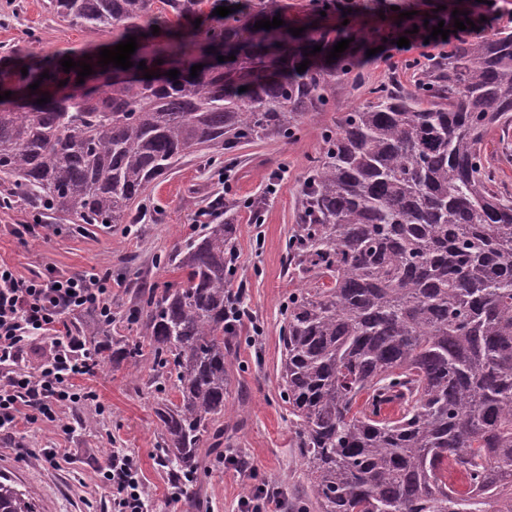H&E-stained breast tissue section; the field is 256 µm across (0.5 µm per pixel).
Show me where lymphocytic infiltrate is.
Here are the masks:
<instances>
[{
    "instance_id": "obj_1",
    "label": "lymphocytic infiltrate",
    "mask_w": 512,
    "mask_h": 512,
    "mask_svg": "<svg viewBox=\"0 0 512 512\" xmlns=\"http://www.w3.org/2000/svg\"><path fill=\"white\" fill-rule=\"evenodd\" d=\"M78 313L111 325V274L50 270L25 278L0 263V436L23 422L60 427L64 410L93 399L79 381L95 375L99 363L67 322ZM40 339L49 340V352L39 368L26 369V350ZM104 477L112 512H143L145 487L134 457L113 455Z\"/></svg>"
}]
</instances>
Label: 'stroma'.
I'll use <instances>...</instances> for the list:
<instances>
[{
    "label": "stroma",
    "instance_id": "1",
    "mask_svg": "<svg viewBox=\"0 0 512 512\" xmlns=\"http://www.w3.org/2000/svg\"><path fill=\"white\" fill-rule=\"evenodd\" d=\"M476 0H351L348 15L328 14L324 24L350 49L368 52L369 58L353 75L348 88L337 90L336 110L313 113L303 123L297 139L262 142L245 147L235 159L216 161L194 157L180 164L146 192L145 217L137 224H119L109 230L88 227L77 232L49 215H38L25 203L0 208V261L30 278L47 268L67 274L90 270L111 272L110 329L97 336L104 357H111L113 337L127 335L124 314L137 289L178 283L179 271L163 269L155 258L183 244L192 229L195 212L218 197L230 205L218 220L238 224L237 275L251 313L250 326L241 332L240 347L230 359L227 404L237 407L239 390L249 396L243 409L244 428L234 440V450L254 469L236 473L228 461L207 458L196 483L180 501L170 499L173 481L160 464L154 407L157 392L147 388L149 370L130 374L125 368H105L90 380L86 390L96 401L66 410L72 434L41 424H22L16 434L0 439V474L34 492L38 512H111L108 499L92 495L103 478L113 452L131 454L147 488L148 512H241L246 489L266 485L279 501L302 495L309 481L292 445V427L279 398L282 325L281 303L294 290L285 264V242L296 222L299 191L310 161L320 151V128L336 112H346L371 99L378 85L408 84L412 72L404 62L389 63L375 49L381 38L396 28L400 13L445 5L471 10ZM48 0H0V77L22 64H34L48 55L90 51L106 38L69 25L51 13ZM262 198L259 213L239 208L244 199ZM41 219L36 237L13 234L17 224ZM67 451L70 460L60 468L30 461L32 453L47 449Z\"/></svg>",
    "mask_w": 512,
    "mask_h": 512
}]
</instances>
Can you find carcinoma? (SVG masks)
I'll return each mask as SVG.
<instances>
[{"mask_svg":"<svg viewBox=\"0 0 512 512\" xmlns=\"http://www.w3.org/2000/svg\"><path fill=\"white\" fill-rule=\"evenodd\" d=\"M206 2L49 0L62 20L112 46L134 36L137 49L132 67L108 65L115 78L89 92L76 91L78 68L64 72L62 55L12 72L22 92L0 100L4 204L134 224L148 187L182 159L295 139L362 67L353 54L326 62L329 30L275 42L276 29H255L285 14L282 0L200 29ZM200 54L210 64L192 77ZM510 128L509 29L454 42L416 66L411 86L378 89L323 128L285 244L301 288L283 307L279 397L310 481L295 512H512V193L487 149L492 131ZM236 240L237 225L208 224L157 257L182 282L137 291L125 313L133 335L113 341L112 366L150 364L149 386L176 393L154 414L178 481L242 422L224 404L240 331L226 309L244 307L229 268ZM391 402L399 412L381 415ZM450 466L471 496L448 486ZM0 512H37L35 498L3 477Z\"/></svg>","mask_w":512,"mask_h":512,"instance_id":"carcinoma-1","label":"carcinoma"}]
</instances>
